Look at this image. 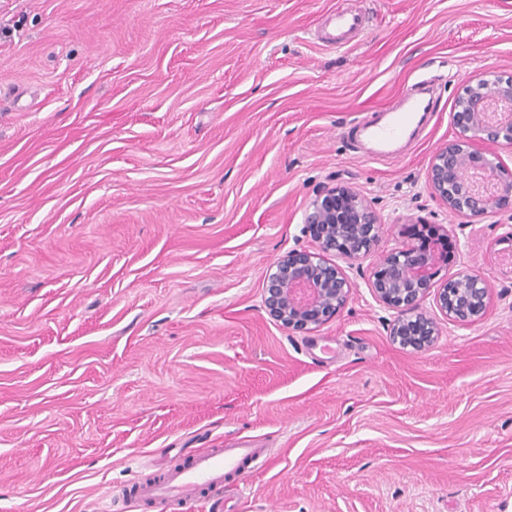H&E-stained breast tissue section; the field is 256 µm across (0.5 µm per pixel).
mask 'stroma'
I'll use <instances>...</instances> for the list:
<instances>
[{
  "label": "stroma",
  "mask_w": 512,
  "mask_h": 512,
  "mask_svg": "<svg viewBox=\"0 0 512 512\" xmlns=\"http://www.w3.org/2000/svg\"><path fill=\"white\" fill-rule=\"evenodd\" d=\"M365 29L322 40L336 9ZM512 76V0H0V512H101L105 492L237 440L265 449L236 512H512V218L426 182L456 97ZM433 79L399 157L350 127ZM346 186L378 213L345 309L292 332L267 270L313 248ZM436 284L491 286L474 323L392 342L368 278L408 226Z\"/></svg>",
  "instance_id": "obj_1"
}]
</instances>
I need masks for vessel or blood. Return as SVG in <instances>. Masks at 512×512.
I'll return each mask as SVG.
<instances>
[{"label": "vessel or blood", "instance_id": "1", "mask_svg": "<svg viewBox=\"0 0 512 512\" xmlns=\"http://www.w3.org/2000/svg\"><path fill=\"white\" fill-rule=\"evenodd\" d=\"M335 28L330 44L344 46L352 42L364 28L363 18L356 10H339L332 17ZM432 102L416 86L403 92L391 108L379 112L353 127L354 138L367 144L370 157L397 155L402 144L417 140L425 130ZM262 451L245 445L228 448L196 449L187 464L164 470L151 480H136L126 488L125 497L147 505L187 504L208 496L213 503H222L224 484L241 474L261 456Z\"/></svg>", "mask_w": 512, "mask_h": 512}]
</instances>
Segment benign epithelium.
I'll use <instances>...</instances> for the list:
<instances>
[{
    "label": "benign epithelium",
    "mask_w": 512,
    "mask_h": 512,
    "mask_svg": "<svg viewBox=\"0 0 512 512\" xmlns=\"http://www.w3.org/2000/svg\"><path fill=\"white\" fill-rule=\"evenodd\" d=\"M499 105H512V76L480 80L458 95L452 121L459 137L434 154L427 171L430 193L449 211L468 219L512 214V170L489 150L512 144V118H491ZM303 223L316 249L294 251L279 259L266 275L262 294L268 314L295 331L323 324L349 300L352 284L346 271L325 254L356 260L375 246L379 228L375 212L344 186L316 194ZM437 260L435 249H394L383 255L368 279L375 300L396 313L389 324L390 336L404 348L424 350L436 336L433 319L422 312L430 295L433 305L456 322H475L486 312L490 285L478 274L461 272L433 288Z\"/></svg>",
    "instance_id": "1"
}]
</instances>
